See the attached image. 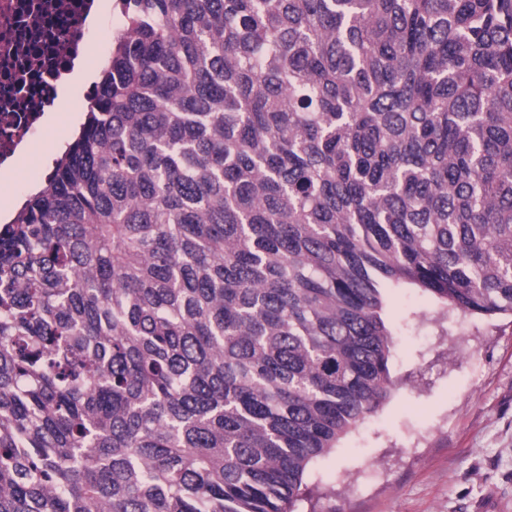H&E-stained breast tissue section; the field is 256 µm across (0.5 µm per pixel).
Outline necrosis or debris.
I'll return each mask as SVG.
<instances>
[{"instance_id": "4bbe7bcc", "label": "necrosis or debris", "mask_w": 512, "mask_h": 512, "mask_svg": "<svg viewBox=\"0 0 512 512\" xmlns=\"http://www.w3.org/2000/svg\"><path fill=\"white\" fill-rule=\"evenodd\" d=\"M97 0H0V167L42 137L66 66L89 47Z\"/></svg>"}]
</instances>
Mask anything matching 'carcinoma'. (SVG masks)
<instances>
[{
  "instance_id": "carcinoma-1",
  "label": "carcinoma",
  "mask_w": 512,
  "mask_h": 512,
  "mask_svg": "<svg viewBox=\"0 0 512 512\" xmlns=\"http://www.w3.org/2000/svg\"><path fill=\"white\" fill-rule=\"evenodd\" d=\"M129 2L0 224V512H291L384 289L512 315V0ZM88 85L83 86L79 90H74L71 95L76 94L79 101H81L82 112L86 110L87 94L90 90ZM79 101H75L76 107L73 112H79V116L83 117V113L80 110ZM54 113L57 115V121L54 125L48 126V130L41 141L36 142L31 149V155L28 163L22 169L14 172L11 175L0 178V197L5 194H12L15 197L22 198L38 179H43L46 175L45 166L50 162L53 155L59 148V140L67 139L68 136L77 128L70 120L69 108L60 109L57 105L54 106ZM66 112L68 114H62ZM63 125H67L66 132L64 135H60V131L64 128ZM34 182V183H33Z\"/></svg>"
}]
</instances>
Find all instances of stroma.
I'll list each match as a JSON object with an SVG mask.
<instances>
[{
	"label": "stroma",
	"instance_id": "1",
	"mask_svg": "<svg viewBox=\"0 0 512 512\" xmlns=\"http://www.w3.org/2000/svg\"><path fill=\"white\" fill-rule=\"evenodd\" d=\"M69 122L58 114L0 194L45 176ZM385 317L391 393L309 465L293 512H512V316L447 314L404 285Z\"/></svg>",
	"mask_w": 512,
	"mask_h": 512
}]
</instances>
